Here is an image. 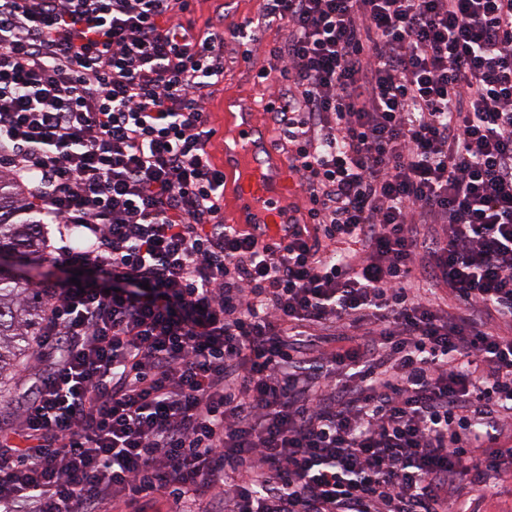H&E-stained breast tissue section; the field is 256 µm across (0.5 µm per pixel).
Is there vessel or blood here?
<instances>
[{
    "label": "vessel or blood",
    "instance_id": "obj_1",
    "mask_svg": "<svg viewBox=\"0 0 512 512\" xmlns=\"http://www.w3.org/2000/svg\"><path fill=\"white\" fill-rule=\"evenodd\" d=\"M224 175L232 182L236 201L229 223L260 225L266 236L276 239L287 236L294 217L285 203L299 193L297 173L290 158L274 148L254 111L228 115Z\"/></svg>",
    "mask_w": 512,
    "mask_h": 512
}]
</instances>
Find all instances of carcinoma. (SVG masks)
Masks as SVG:
<instances>
[{
    "label": "carcinoma",
    "mask_w": 512,
    "mask_h": 512,
    "mask_svg": "<svg viewBox=\"0 0 512 512\" xmlns=\"http://www.w3.org/2000/svg\"><path fill=\"white\" fill-rule=\"evenodd\" d=\"M16 255L17 270L0 269V399L14 389L21 363L32 357L46 299L32 273L46 263L44 224L28 192L0 171V255Z\"/></svg>",
    "instance_id": "obj_1"
}]
</instances>
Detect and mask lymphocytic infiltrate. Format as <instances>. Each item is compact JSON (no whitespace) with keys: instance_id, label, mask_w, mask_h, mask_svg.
<instances>
[{"instance_id":"f902f5d3","label":"lymphocytic infiltrate","mask_w":512,"mask_h":512,"mask_svg":"<svg viewBox=\"0 0 512 512\" xmlns=\"http://www.w3.org/2000/svg\"><path fill=\"white\" fill-rule=\"evenodd\" d=\"M194 2L0 0V168L80 274L40 285L0 512H464L512 474V0ZM271 26L279 240L225 223L206 110ZM263 0H197L195 18L197 25H204L207 18L224 16V28H233L247 17L258 15Z\"/></svg>"}]
</instances>
